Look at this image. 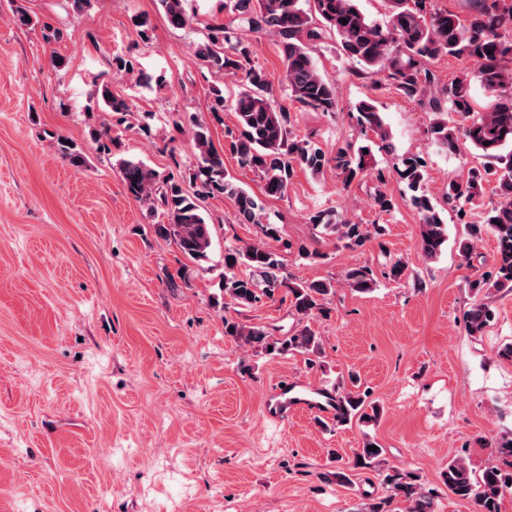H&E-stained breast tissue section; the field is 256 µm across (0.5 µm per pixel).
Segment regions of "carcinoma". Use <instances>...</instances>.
<instances>
[{
  "label": "carcinoma",
  "instance_id": "carcinoma-1",
  "mask_svg": "<svg viewBox=\"0 0 512 512\" xmlns=\"http://www.w3.org/2000/svg\"><path fill=\"white\" fill-rule=\"evenodd\" d=\"M187 0H159L168 23L184 28L193 22L186 9ZM388 19L370 22L355 0H230L226 23L210 24L205 38L193 46V55L206 68L230 72L239 77L240 85L232 108L241 126L232 150L243 166L258 171L264 180V192L270 197L284 196L295 167L318 174L328 162L325 154L305 140L292 137L288 129V108L277 106L269 96L266 72L252 64L250 46L238 36L240 31L270 34L277 38L283 63V79L293 101L302 107L335 113L338 110L336 85L319 71L313 58L318 44L336 37L341 53L361 67L371 78L387 74L394 88L405 98L424 104L438 115L430 127L433 141L439 147L457 151L470 147L487 160L472 167L466 175L448 181L445 202L460 218L471 216L470 209L481 198L487 177H496L499 201L479 215V223H470V236L484 232L493 234L499 255L497 265L470 282L477 299L466 311L468 335L484 334L492 317L490 302L495 294L512 292V152L503 153L512 144V40L504 32L512 31V2L477 0L465 19L436 8L432 0H387ZM347 23H342V20ZM473 58L478 63L473 75L463 74L439 85L431 64L443 56ZM478 81L490 104L485 112L474 111L471 83ZM99 103L109 112H127L128 101L105 83L97 90ZM357 125L372 131L387 143L388 133L374 101L362 100L356 106ZM97 149L111 153V129L93 132ZM197 150L194 179L207 194H221L235 200L239 221L260 223L261 205L238 186L224 171V157L214 146L206 123L198 121L193 129ZM61 154L72 165L84 163L82 153L66 138L59 142ZM334 167L344 186H350L369 168L368 154L346 148L333 158ZM398 174L412 192V206L420 217V249L424 258L437 256L447 240L446 222L439 205L422 190L424 162L413 155L400 160ZM128 192L135 198L159 202L166 209L167 223L155 226V233L170 238L190 260L208 258L212 246L211 224L201 212L198 197L187 194L181 184L169 177L159 179L156 172L141 161L119 163ZM338 235L347 248L364 245L368 238L363 225L351 220L336 223L329 211L311 216ZM224 308L237 312L250 308L263 299L272 300L282 287H288L290 308L303 320L326 313L325 299L332 288L324 282L285 285L283 266L278 255L263 245H248L224 255ZM349 286L367 292L375 282L371 267L359 265L345 274ZM224 335L241 343L272 351L279 356L300 354L308 363L320 351L319 342L310 328L304 326L281 338L274 337L261 324L247 325L230 314L224 316ZM333 419L345 424L354 418L375 420L380 407L368 402V393L351 387L338 388L329 395ZM368 441L355 452L354 466L372 468L383 465V449L369 450ZM504 465L491 466L481 476H472L462 458L448 461L441 472L444 486L454 496L472 503L475 512H500L504 493L512 492V443L499 445ZM389 496L369 504L365 512H390L388 506L396 498L410 503L408 512H435L432 492L426 490L418 476L397 468L383 472Z\"/></svg>",
  "mask_w": 512,
  "mask_h": 512
}]
</instances>
